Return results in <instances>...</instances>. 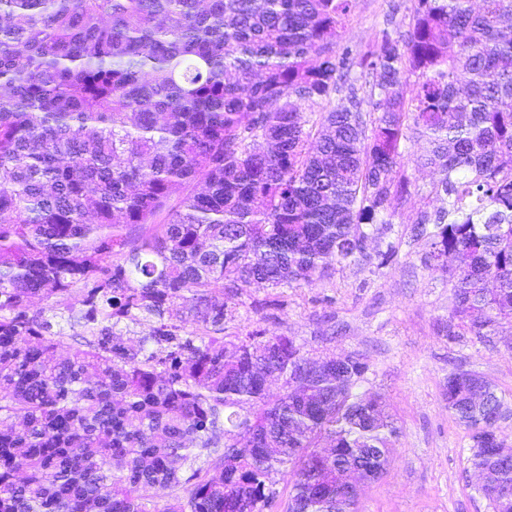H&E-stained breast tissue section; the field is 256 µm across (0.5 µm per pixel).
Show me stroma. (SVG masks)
<instances>
[{
  "label": "stroma",
  "mask_w": 512,
  "mask_h": 512,
  "mask_svg": "<svg viewBox=\"0 0 512 512\" xmlns=\"http://www.w3.org/2000/svg\"><path fill=\"white\" fill-rule=\"evenodd\" d=\"M344 37L354 49L377 43L386 17L408 24L411 0H354ZM425 142L410 144L403 169L414 192L398 206L390 231L369 242V254L395 246L385 265L347 263L328 277L295 288L249 284L225 293L235 313L228 333L255 328L295 339L308 357L358 355L369 366L359 393L382 401L397 427L384 476L364 486L358 512H490L476 490L470 441L448 411V375L472 370L512 396V324L487 336L449 337L454 290L446 271L425 264L426 241L410 234L422 193L439 174L422 166ZM281 307L255 314L256 300Z\"/></svg>",
  "instance_id": "35a3bbf8"
}]
</instances>
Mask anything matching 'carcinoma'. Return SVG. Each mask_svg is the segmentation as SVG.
<instances>
[{"mask_svg": "<svg viewBox=\"0 0 512 512\" xmlns=\"http://www.w3.org/2000/svg\"><path fill=\"white\" fill-rule=\"evenodd\" d=\"M353 2L0 0V512H357L345 470L379 478L397 432L355 392L368 365L228 335L216 290L366 258L411 142L441 173L412 234L448 270V337L512 322V0H414L361 56ZM75 289L62 353L30 299ZM447 400L478 492L512 512V409L472 371Z\"/></svg>", "mask_w": 512, "mask_h": 512, "instance_id": "carcinoma-1", "label": "carcinoma"}]
</instances>
